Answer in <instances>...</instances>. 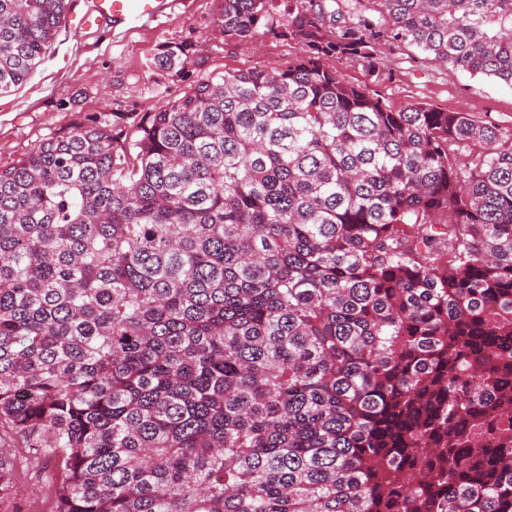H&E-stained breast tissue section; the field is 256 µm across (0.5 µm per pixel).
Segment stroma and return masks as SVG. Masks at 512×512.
Here are the masks:
<instances>
[{
    "mask_svg": "<svg viewBox=\"0 0 512 512\" xmlns=\"http://www.w3.org/2000/svg\"><path fill=\"white\" fill-rule=\"evenodd\" d=\"M92 0H71L65 26L29 79L0 95V166L18 159L40 141L66 127L75 113L150 112L176 96L198 74L187 66L183 77L148 69L165 45L185 41L209 45V69L219 71L287 65L296 43L261 37L259 43L222 41L216 29L220 0H180L173 11L132 28L102 24L79 28ZM398 73L382 92L393 107L420 103L467 112L478 121L512 126V86L469 74L449 75L406 46H382Z\"/></svg>",
    "mask_w": 512,
    "mask_h": 512,
    "instance_id": "obj_1",
    "label": "stroma"
}]
</instances>
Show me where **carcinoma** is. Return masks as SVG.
I'll list each match as a JSON object with an SVG mask.
<instances>
[{
	"label": "carcinoma",
	"instance_id": "cac0c4a2",
	"mask_svg": "<svg viewBox=\"0 0 512 512\" xmlns=\"http://www.w3.org/2000/svg\"><path fill=\"white\" fill-rule=\"evenodd\" d=\"M69 2L0 0V94ZM374 2L221 0L299 55L0 169V512L20 471L52 512H512V129L328 65L512 86V0Z\"/></svg>",
	"mask_w": 512,
	"mask_h": 512
}]
</instances>
